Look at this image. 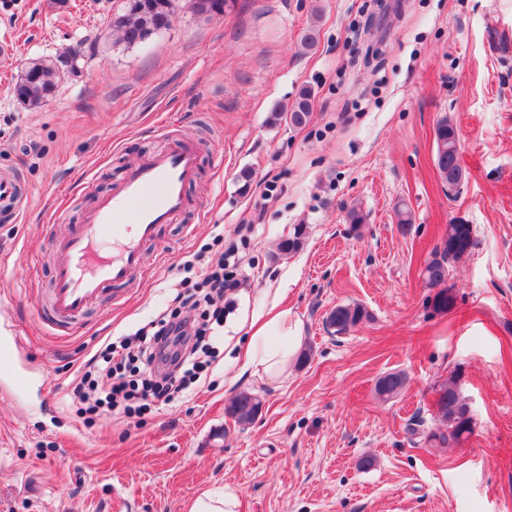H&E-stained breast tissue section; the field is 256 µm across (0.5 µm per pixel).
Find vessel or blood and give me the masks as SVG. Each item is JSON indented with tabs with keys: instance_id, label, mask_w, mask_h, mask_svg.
I'll return each instance as SVG.
<instances>
[{
	"instance_id": "b4317fda",
	"label": "vessel or blood",
	"mask_w": 512,
	"mask_h": 512,
	"mask_svg": "<svg viewBox=\"0 0 512 512\" xmlns=\"http://www.w3.org/2000/svg\"><path fill=\"white\" fill-rule=\"evenodd\" d=\"M199 166L196 146L175 141L160 153L128 164L111 194L100 198L83 224L58 244L50 297L51 326L71 327L99 297L129 284L144 270L143 242L186 207V188ZM21 189L0 177V214L17 217Z\"/></svg>"
}]
</instances>
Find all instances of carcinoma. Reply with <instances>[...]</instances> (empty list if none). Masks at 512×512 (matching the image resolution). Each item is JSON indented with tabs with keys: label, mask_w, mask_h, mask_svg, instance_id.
Returning <instances> with one entry per match:
<instances>
[{
	"label": "carcinoma",
	"mask_w": 512,
	"mask_h": 512,
	"mask_svg": "<svg viewBox=\"0 0 512 512\" xmlns=\"http://www.w3.org/2000/svg\"><path fill=\"white\" fill-rule=\"evenodd\" d=\"M172 0H124L121 13L112 18V30L118 41L128 47L141 45L138 37L149 30H166L170 27L173 12ZM234 6V0H192L193 10L200 16L214 18L222 16ZM65 57L38 59L27 64L16 82L20 89V102L31 108L46 104L55 94L61 79L60 65ZM311 97L305 92L288 109L273 112V119L284 118L295 127H303L310 120ZM435 165L443 181L448 173H454L453 180L463 181L465 174L460 162V146L457 129L450 119L444 117L436 125ZM474 245L472 228L468 224H450L442 245L435 247L425 261L419 276L425 287L433 291L432 309L448 312L455 305L452 289L447 287L449 267L469 253ZM367 317L364 308L358 305H338L327 317L329 326L336 333L343 334ZM407 376L403 372H390L381 376L375 385L376 392L386 400L397 397L406 387ZM435 418L445 429L430 431L425 440L433 447L460 444L473 433V419L469 405L453 380L441 384L436 390ZM261 400L247 392L234 396L226 413L241 425L251 423L261 411Z\"/></svg>",
	"instance_id": "cac0c4a2"
}]
</instances>
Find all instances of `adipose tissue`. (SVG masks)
<instances>
[{
  "mask_svg": "<svg viewBox=\"0 0 512 512\" xmlns=\"http://www.w3.org/2000/svg\"><path fill=\"white\" fill-rule=\"evenodd\" d=\"M299 335V324L288 310H272L247 341L246 368L270 380L287 373L297 356Z\"/></svg>",
  "mask_w": 512,
  "mask_h": 512,
  "instance_id": "obj_1",
  "label": "adipose tissue"
}]
</instances>
